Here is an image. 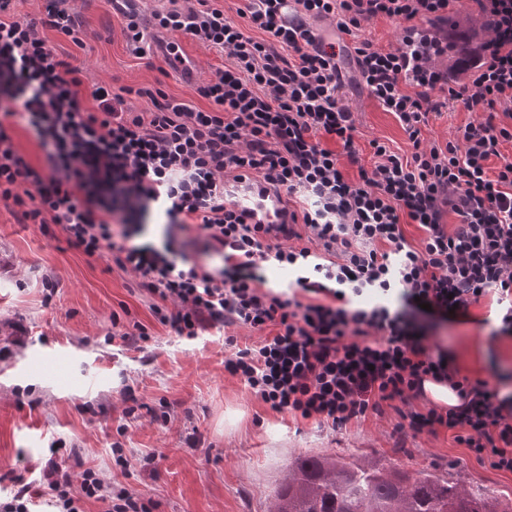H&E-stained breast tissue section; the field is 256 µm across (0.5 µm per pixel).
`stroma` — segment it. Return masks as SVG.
<instances>
[{
    "label": "stroma",
    "instance_id": "35a3bbf8",
    "mask_svg": "<svg viewBox=\"0 0 512 512\" xmlns=\"http://www.w3.org/2000/svg\"><path fill=\"white\" fill-rule=\"evenodd\" d=\"M83 46L58 40L63 53L85 62L87 83L113 87H161L169 96L206 107L195 84L222 68L216 50L177 34L174 40L192 65L194 83L180 71L158 70L160 57H137L122 34L120 16L105 0H77ZM344 102L354 114L361 164L375 161L372 141L411 153L408 137L391 113L363 88H346ZM476 113L454 104L431 115L425 143L444 142L476 121ZM12 202L0 200V498L24 476L37 491V512H56L44 495L51 454L73 474L94 467L101 478L142 492L156 512H272L277 483L296 457L333 454L373 458L417 474L430 471L467 492L480 491L512 501V473L489 470L466 449L444 438L410 441L411 455L392 450V423L373 418L345 430L269 409L239 379L224 370L230 353L225 335L239 344L258 343L246 327L211 329L194 339L173 335L153 316L149 295L135 277L89 260L68 247L63 235L42 234L19 223ZM492 298L473 306L470 317L448 316L426 333L460 369L487 379L499 396L512 395V335L498 331L489 315ZM143 325L149 339L141 350L112 341V321ZM133 389L143 407L125 415L123 388ZM166 403L167 421L152 408ZM120 442L127 466L117 465L113 442ZM153 465H146L147 456Z\"/></svg>",
    "mask_w": 512,
    "mask_h": 512
}]
</instances>
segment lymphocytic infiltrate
<instances>
[{"mask_svg":"<svg viewBox=\"0 0 512 512\" xmlns=\"http://www.w3.org/2000/svg\"><path fill=\"white\" fill-rule=\"evenodd\" d=\"M16 2L0 0V200L21 223L58 227L69 248L132 273L177 336L237 325L262 333L256 345L225 337L224 369L271 410L335 430L386 417L395 454L443 435L512 473V398L461 374L418 323L422 304L465 315L492 296L500 333L512 332V159L500 150L512 143V0H240L233 17L218 0H193L154 13L155 28L225 54L195 88L205 109L155 87L86 85L78 58L46 36L82 45L73 0H44L32 20L17 18ZM464 10L495 25L470 62L475 78L459 83L435 61L448 54L449 16ZM329 18L347 35L385 18L403 37L387 51L366 39L336 45L314 26ZM345 59L412 145L405 156L374 144L376 161L355 182L341 165L359 161ZM132 94L151 111H131ZM451 103L477 121L423 145L431 114ZM18 117L43 163L16 145ZM155 217L160 246L140 239ZM269 262L300 274L268 288ZM395 282L396 305L355 304ZM429 381L448 385L457 404L426 400ZM46 477L60 512H83L86 499L100 512L149 510L142 493L91 467L76 483L52 458Z\"/></svg>","mask_w":512,"mask_h":512,"instance_id":"obj_1","label":"lymphocytic infiltrate"}]
</instances>
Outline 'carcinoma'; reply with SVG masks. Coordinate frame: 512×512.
<instances>
[{"label": "carcinoma", "mask_w": 512, "mask_h": 512, "mask_svg": "<svg viewBox=\"0 0 512 512\" xmlns=\"http://www.w3.org/2000/svg\"><path fill=\"white\" fill-rule=\"evenodd\" d=\"M273 512H512V506L463 492L432 472L412 477L383 463L305 455L283 477Z\"/></svg>", "instance_id": "obj_1"}]
</instances>
